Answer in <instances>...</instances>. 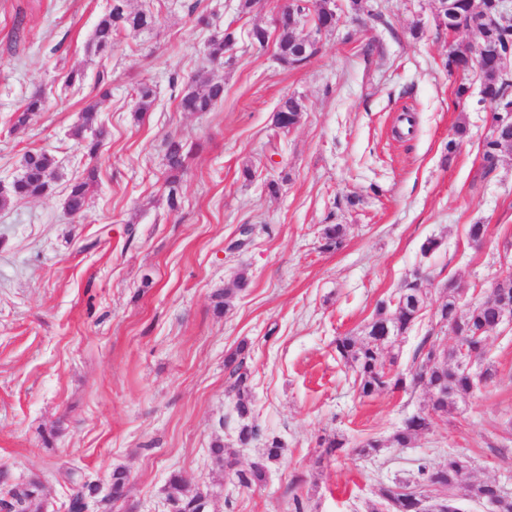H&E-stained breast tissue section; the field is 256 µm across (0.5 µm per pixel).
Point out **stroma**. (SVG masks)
I'll list each match as a JSON object with an SVG mask.
<instances>
[{"mask_svg":"<svg viewBox=\"0 0 512 512\" xmlns=\"http://www.w3.org/2000/svg\"><path fill=\"white\" fill-rule=\"evenodd\" d=\"M110 4L0 0V187L27 151L58 162L47 195L0 207V512L6 484L39 479L46 512H68L66 469L105 491L119 467L127 493L112 512H169L175 473L206 494V512H369L380 487L458 454L470 462L467 479L512 495V324L486 339L492 382L409 447L375 457L358 455V444L390 438L426 391L360 396L334 352L336 337L364 336L377 303L418 274L429 299L389 367L408 372L423 337L455 341L436 317L448 279L476 301L512 275V153L483 174L489 106L479 75L445 66L450 46L473 35L437 29L438 0H337L341 21L320 36L319 54L287 68L245 39L271 24L281 0L251 13L240 0H131L157 21L118 36L103 65L86 46ZM227 27L239 37L232 57L209 63L207 42ZM103 66L106 99L95 85ZM73 68L84 83L63 88ZM202 70L223 80V101L205 114L181 111ZM142 83L154 102L139 120ZM39 89L44 111L16 126ZM290 95L302 118L276 131L273 113ZM91 103L107 132L94 158L74 135ZM462 120L468 135L448 154ZM170 137L195 146L176 210L164 186ZM91 169L85 214L71 216L67 187ZM329 224L344 227L339 247L323 246ZM473 224L488 227L478 247ZM430 238L441 246L422 254ZM241 273L248 288L217 311L216 294ZM241 344L261 429L246 447L224 372L226 352ZM333 434L347 444L322 458L319 442ZM272 436L285 451L260 486H239L210 453L223 443L246 469Z\"/></svg>","mask_w":512,"mask_h":512,"instance_id":"stroma-1","label":"stroma"}]
</instances>
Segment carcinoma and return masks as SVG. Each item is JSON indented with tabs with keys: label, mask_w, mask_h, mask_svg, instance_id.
Wrapping results in <instances>:
<instances>
[{
	"label": "carcinoma",
	"mask_w": 512,
	"mask_h": 512,
	"mask_svg": "<svg viewBox=\"0 0 512 512\" xmlns=\"http://www.w3.org/2000/svg\"><path fill=\"white\" fill-rule=\"evenodd\" d=\"M452 4L454 21L452 27L459 31L470 26L482 9L496 7L495 0H447ZM309 17L315 32L327 33L336 29V21L319 10L317 0H295L294 14L281 13L275 20L274 30L262 25H254L247 34L250 46L264 49L271 36H276L279 59L285 66L299 68L308 65L319 53L318 43L302 46L298 43V18ZM154 15L147 10H132L129 0H112V5L97 23L88 43L87 51L101 58L108 56L114 49V37L123 33H135L152 26ZM237 41L234 31L225 29L212 36L207 45V56L212 62L224 60V54L233 49ZM512 55V17L504 19L493 32L484 35L476 52L472 55L460 53L452 48L448 52L446 66L448 72L466 73L477 68L481 76L482 101L492 105L490 123L492 129L482 144V161L486 172H492L501 155L512 151V77L506 69L504 59ZM137 103L134 108L138 119L150 111L153 103V90L147 85L135 89ZM224 100V82L216 80L205 72L198 73L184 89L179 107L184 112L201 114L211 111ZM288 110H277L273 116L274 127L283 132L295 127L301 119L302 104L292 95L287 98ZM45 96L37 90L28 97L22 112L17 116L16 124H26L31 114L43 111ZM193 153V147L181 140L170 138L166 141V168L168 176L167 202L171 209L180 207L178 197L179 176L186 168L187 160ZM57 164L53 155L46 151L26 153L21 160V173L13 181L11 197L15 199L40 198L51 190L56 178ZM95 182V173L89 172L86 178L69 185L65 198L70 212L80 214L84 211L89 189ZM248 286V279L241 274L234 287L227 288L217 295L216 308L222 310L235 292ZM447 293L442 296L438 308L439 321L458 340V344L448 348L430 336L422 339L418 346L410 371L411 381L406 376H391L386 371L387 364L393 362L390 356L396 342L414 324L428 299L427 289L421 286L419 279L404 284L395 302L381 301L377 304L376 317L368 324L365 336H338L334 340L337 358L352 371L353 385L362 397H369L385 389H404L407 385L422 386L428 400L425 408L408 417L403 426L385 443L369 438L360 445L358 452L371 456L385 448H406L420 434L429 431L438 418L458 408L459 400L469 395L478 384V379L490 382L495 370L488 365L484 368H466L459 364L464 356L471 363L485 354V340L499 327V311L504 306L512 307V277L501 280L491 288L483 299L463 303L462 288L453 281L446 285ZM465 348L466 354L460 353ZM244 347L229 351L224 358V368L228 372V392L236 398V410L240 417L251 414V374L243 356ZM216 463L224 467V472L233 475L240 486L250 488L265 482L267 461L279 459L284 448L277 438L267 441L262 449L261 460L247 469L237 468L238 462L224 456V446L217 442L210 448ZM464 471L457 467L455 458L450 457L444 464L436 466L419 465L410 478L395 487H382L379 490L377 505L372 512H419L423 488L432 487L440 493V499L453 497L461 492L475 502L486 501L492 497L499 503L498 512H512V498L489 481L464 484ZM169 498L176 504V512H203L206 504L202 495L191 494L182 478L171 475L169 479ZM41 484L33 479L28 486L12 490V497L22 507L21 512H41Z\"/></svg>",
	"instance_id": "cac0c4a2"
}]
</instances>
